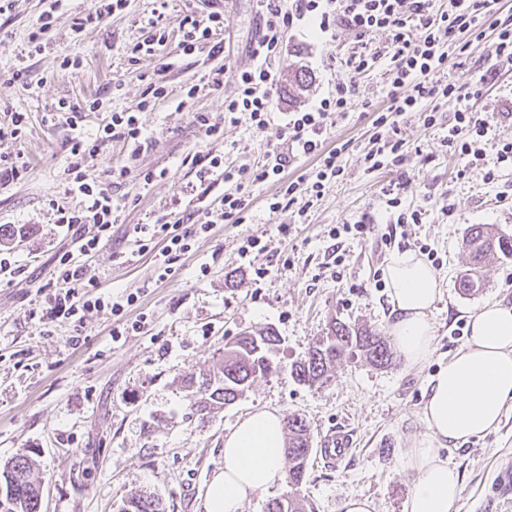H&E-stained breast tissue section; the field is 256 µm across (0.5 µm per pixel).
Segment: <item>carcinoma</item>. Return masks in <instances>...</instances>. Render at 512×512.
Segmentation results:
<instances>
[{"label":"carcinoma","instance_id":"carcinoma-1","mask_svg":"<svg viewBox=\"0 0 512 512\" xmlns=\"http://www.w3.org/2000/svg\"><path fill=\"white\" fill-rule=\"evenodd\" d=\"M464 245L470 266L457 276L458 289L464 295H472L483 287L481 269L488 256L512 260V238L484 224H474ZM254 351L253 341L248 338L224 348L216 370L200 374L197 381L189 379V385L195 386L189 394L191 406L206 416L235 400L234 391H242L255 380L269 375L263 356ZM358 355L377 366H384L393 359V351L381 333L335 322L328 336L313 347L307 359L294 366L293 374L300 383L321 386L330 381L337 363ZM284 426L288 430V486L296 491L304 481L311 453L310 429L299 414L288 416ZM33 472L34 461L24 453L0 466V497L13 504L9 512H40L41 483L34 479ZM123 505L127 506L124 512H162L159 498L149 492H134L124 499ZM268 512H305V509L302 500L293 494L271 500Z\"/></svg>","mask_w":512,"mask_h":512}]
</instances>
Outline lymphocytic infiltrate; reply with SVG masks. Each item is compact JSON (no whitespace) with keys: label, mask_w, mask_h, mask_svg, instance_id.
Masks as SVG:
<instances>
[{"label":"lymphocytic infiltrate","mask_w":512,"mask_h":512,"mask_svg":"<svg viewBox=\"0 0 512 512\" xmlns=\"http://www.w3.org/2000/svg\"><path fill=\"white\" fill-rule=\"evenodd\" d=\"M496 2L449 0L448 11L437 14L431 0H260L266 20L251 43L250 66L234 75L237 91L233 97L225 99L223 118L218 120L200 113L196 121L213 139L223 137L225 122H238L243 115L248 116L257 129H266L274 110L275 76L271 62L283 48L285 29L292 25L298 13L320 17L325 25L335 19L361 40L376 31L387 35L384 55L389 60L386 72L389 105L386 111L377 113L373 121L375 132L364 161L373 169L403 165L400 143L390 137L398 117L419 111L427 100L461 98L464 86L442 81L439 77L445 61L444 47L454 43L460 33L479 32L483 19L491 15ZM181 27L183 39L179 48L183 56L195 55L204 45L208 46L210 55L221 53L223 45L215 40L217 32L225 28L220 12H212L204 20L193 15L184 16ZM349 93L347 81L341 79L334 95L322 98L317 106L308 110L289 113L279 134L280 145L265 150L262 163L255 168L229 167L219 158H210V168L221 170L225 181L236 185L235 192L225 195L221 211L204 214L200 224L179 233L173 232L170 222L163 217L150 226L134 225L132 231L137 243L145 244L150 236H164L166 243L161 254L165 261H172L173 257L190 250L194 234L208 232L216 224L242 222L248 208L245 188L255 182L280 178L300 156L319 157V170L310 185V193L320 196L325 181L342 172L338 150L324 151L322 136L329 125L346 118L350 108ZM165 95L163 85L148 83L139 112L112 113L109 122L95 137L76 135L68 141L71 162L67 173L72 189L81 195L82 203L79 208L63 212L60 221L73 231L77 250L63 252L58 258L54 278L48 284L46 319L73 320L92 310H106L113 316L123 313L121 302L90 298L88 290L95 287V277L89 266L77 261L78 256H92L109 240L118 218V208L112 202L111 193L100 188L83 170L81 161L112 142L130 146L135 158L148 150L150 143L143 135L139 113L148 110ZM492 138L496 139L498 149L494 160L490 161L486 158L485 144ZM444 144L453 153L468 157L472 165L485 168V181H494L500 169L512 167V139L497 138L491 122L469 107L458 109Z\"/></svg>","instance_id":"f902f5d3"}]
</instances>
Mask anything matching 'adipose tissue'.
Returning <instances> with one entry per match:
<instances>
[{"label": "adipose tissue", "mask_w": 512, "mask_h": 512, "mask_svg": "<svg viewBox=\"0 0 512 512\" xmlns=\"http://www.w3.org/2000/svg\"><path fill=\"white\" fill-rule=\"evenodd\" d=\"M385 274L391 338L407 364H423L434 351L430 313L442 296L441 279L411 252L392 254ZM468 324L466 343L433 378L423 406L430 437L407 450L415 479L406 512H451L460 481L442 449L494 430L512 405V306L485 303L469 314ZM285 458L280 412L252 413L224 436V468L205 489L204 512H241L247 499L284 481Z\"/></svg>", "instance_id": "adipose-tissue-1"}]
</instances>
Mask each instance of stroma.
Masks as SVG:
<instances>
[{"mask_svg": "<svg viewBox=\"0 0 512 512\" xmlns=\"http://www.w3.org/2000/svg\"><path fill=\"white\" fill-rule=\"evenodd\" d=\"M97 5L62 0L49 44L36 55L28 38L44 0H14L12 11L0 16V123L13 112L29 116L22 144L0 142V152L22 153L27 165L22 180L0 185V226L16 232L0 241V255L15 269L0 279V465L19 453L35 461L43 486L41 512H115L126 495L140 489L156 493L165 512H203L201 494L224 467L225 434L252 412L272 407L301 415L310 426L313 451L299 488L308 512H342L352 495L370 499L374 512H405L414 478L406 450L429 436L422 407L433 377L464 344L458 329L469 312L493 300L512 304V261H491L479 294L463 295L456 283L470 225L488 224L512 236V169H501L497 180L487 182L483 170L443 146L458 108L450 99L424 102V110L435 112L434 127L424 126L422 112L399 117L396 138L404 166L365 172L374 115L363 105L387 104L382 59L368 73L351 77L349 114L328 129L324 143L328 150L342 148L343 172L326 183L321 196L310 200L302 194L297 205L273 212L268 204L279 184H254L244 222L217 224L194 236L191 250L160 276L163 240L138 250L129 236L133 225L164 216L190 228L202 211L219 210L234 190L219 174L200 175L185 157L209 153L227 165L255 164L276 145L287 113L309 108L347 76L342 61L356 37L340 25L322 30L307 18L294 21L272 64L275 108L268 129L245 120L228 123L223 138L214 140L204 136L195 115L221 116L225 98L235 94L231 73L250 64L249 46L261 22L256 0H128L122 14L103 17L96 29L74 36V19ZM213 11L229 21L223 55L179 56L182 18ZM160 31L166 40L153 56L132 54L136 43ZM494 50L493 30L479 38L459 34L442 65V81L461 84L469 74L484 72ZM65 53L79 56L80 65L62 68ZM20 60L27 66L21 82L11 77ZM219 64L228 74L223 89L215 91L206 84L207 74ZM300 67L309 73V86L292 98L288 77ZM156 80L167 95L140 112L152 146L135 164L158 172V179L145 185L131 175L110 183L108 171L130 162L128 148L119 143L83 160L86 173L110 188L121 207L110 241L89 261L95 293L115 301L131 294L135 301L117 319L93 312L80 323L39 320L45 307L39 289L58 255L73 247L59 212L81 202L66 174L65 144L72 132L48 113L64 99L102 98V107L82 123L83 132L92 134L112 113L139 112L144 90ZM194 84L196 97L186 99ZM469 104L493 120L501 137L512 138V67L499 69ZM403 177V205H422L427 213L422 223L394 226L384 190ZM448 203L453 210L446 214L442 207ZM365 213L377 221L368 236L345 235L337 242L329 237L334 225L354 223ZM387 233L394 242L385 243ZM251 237L262 238L268 250L251 255L245 266L238 249ZM424 246L440 259L443 288L431 315L432 356L419 366L397 356L382 367L357 357L337 364L324 386L299 383L293 365L307 357L331 323L387 332L388 290L380 285L386 263L393 253H416ZM336 252L343 254V265L333 262ZM261 265L270 274L253 283L251 269ZM268 327L279 338L272 354L278 371L200 420L188 400V377L212 368L226 342ZM74 336L81 339L75 347L69 343ZM339 426L350 430L354 446L331 467L318 448ZM442 454L461 481L451 512H508L496 477L512 465V408L495 430Z\"/></svg>", "mask_w": 512, "mask_h": 512, "instance_id": "obj_1", "label": "stroma"}]
</instances>
